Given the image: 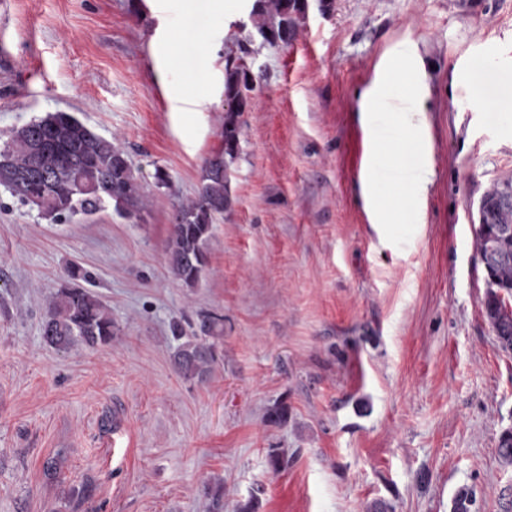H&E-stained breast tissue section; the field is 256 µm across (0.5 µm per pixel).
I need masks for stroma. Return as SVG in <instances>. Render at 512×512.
<instances>
[{"mask_svg": "<svg viewBox=\"0 0 512 512\" xmlns=\"http://www.w3.org/2000/svg\"><path fill=\"white\" fill-rule=\"evenodd\" d=\"M248 12L12 0L0 21V144L75 113L121 139L147 197L131 218L55 223L0 188V512H214L217 498L224 512H451L464 485L472 512H512L497 453L512 351L483 317L475 246L481 196L512 178V0H309L297 39L256 55L232 207L189 288L166 243L222 147L224 66ZM402 62L416 66L407 97ZM402 120L421 124L418 151ZM75 266L112 311L109 346L41 334ZM211 314L217 362L184 379L171 325ZM280 403L287 423H269Z\"/></svg>", "mask_w": 512, "mask_h": 512, "instance_id": "35a3bbf8", "label": "stroma"}]
</instances>
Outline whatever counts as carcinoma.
Segmentation results:
<instances>
[{
  "label": "carcinoma",
  "instance_id": "1",
  "mask_svg": "<svg viewBox=\"0 0 512 512\" xmlns=\"http://www.w3.org/2000/svg\"><path fill=\"white\" fill-rule=\"evenodd\" d=\"M306 11V0H252L251 25H241L237 60L224 67L227 109L222 149L205 160L194 196L176 209L167 244L174 277L190 288L205 270L212 225L231 203L230 167L240 154L241 116L254 90L248 59L255 36L271 46H287L297 38ZM0 186L53 221L91 217L109 204L119 216L130 218L146 206L118 139H108L75 113L60 110L11 130L0 148ZM511 186L512 179L497 181L484 193L475 231L485 271L483 313L505 351H512V201L504 202V192ZM116 330L112 312L76 284L60 288L42 324L44 340L57 348L76 341L92 348L108 346ZM223 332L224 319L209 315L199 332L177 347L173 361L183 378L203 381L211 374L215 340ZM473 499L471 488L460 487L452 512H471Z\"/></svg>",
  "mask_w": 512,
  "mask_h": 512
}]
</instances>
